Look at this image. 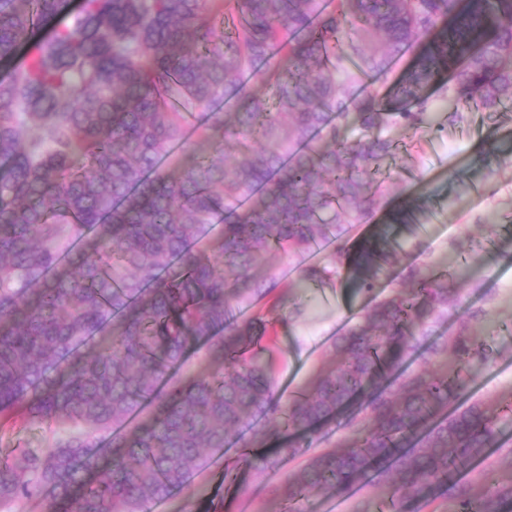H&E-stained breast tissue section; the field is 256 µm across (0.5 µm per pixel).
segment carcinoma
<instances>
[{
    "label": "carcinoma",
    "mask_w": 512,
    "mask_h": 512,
    "mask_svg": "<svg viewBox=\"0 0 512 512\" xmlns=\"http://www.w3.org/2000/svg\"><path fill=\"white\" fill-rule=\"evenodd\" d=\"M69 0H0V428L44 425L48 442L0 462V512L47 498L48 512H145L184 490L205 450L258 418L264 472L306 457L275 488L297 506L376 479L387 512L438 496L458 512H505L508 483L461 476L486 458L509 404L448 411L484 367L481 315L422 347L461 299L475 254L449 274L412 266L331 345V363L297 395L275 390V323L243 308L277 277L266 254L333 244L304 263L312 286L373 292L397 260L388 228L414 226L406 197L363 239L385 193L371 177L395 120L433 126L424 89L448 75L464 119L512 103V0H82L69 23L41 29ZM395 107L337 72L387 76ZM274 70L272 98L244 80ZM235 98V112L214 110ZM413 102L417 109L402 107ZM206 112L205 120L197 111ZM357 114L364 134L347 140ZM488 174L509 162L482 153ZM214 224L220 232L207 237ZM432 368L409 372L418 351ZM200 371H184L190 354ZM340 421L344 439L311 451ZM421 47H416L409 53L394 60L391 64V74L388 79L378 81L377 86L381 88L382 92L387 91L388 87L397 79H399L406 71H408L414 64L415 57L419 53Z\"/></svg>",
    "instance_id": "cac0c4a2"
}]
</instances>
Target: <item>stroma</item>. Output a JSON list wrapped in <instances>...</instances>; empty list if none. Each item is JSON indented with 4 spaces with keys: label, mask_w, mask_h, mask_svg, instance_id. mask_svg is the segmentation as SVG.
Segmentation results:
<instances>
[{
    "label": "stroma",
    "mask_w": 512,
    "mask_h": 512,
    "mask_svg": "<svg viewBox=\"0 0 512 512\" xmlns=\"http://www.w3.org/2000/svg\"><path fill=\"white\" fill-rule=\"evenodd\" d=\"M426 95L434 113L433 127L388 128L396 148L375 167L388 204H396L404 192L425 195L420 232L415 237L399 234L402 248L398 261L381 278L377 293L386 295L391 286L400 285L406 266L440 261L448 254L469 250L473 239H482L480 270L464 288L457 312L435 325L433 334L449 335L459 314L483 310L487 365L457 405L505 402L512 400V168L503 169L489 181L471 161L479 147L488 145L512 156V104L496 112L476 109L466 113L463 121L452 123L448 114L453 103L445 96L442 84L427 88ZM287 284V303L279 307V314L287 315L292 302L298 303L303 313L280 329L276 379L300 388L326 365L337 330L359 321L371 300L344 284L306 287L297 285L292 277ZM252 435V429H245L231 436L223 450L206 452L203 469L191 477L189 489L161 502L158 512H205L213 504L223 512H284L268 488L297 470L301 459H284L273 475L243 468L231 486L220 483L225 460L240 457L244 439ZM511 458L512 424H507L488 458L478 462L469 477L487 483L511 477L512 469L507 466ZM361 499L370 502V512H381L382 496L369 485L356 486L344 497L332 492L312 493L301 504L300 512H353L354 503Z\"/></svg>",
    "instance_id": "stroma-1"
}]
</instances>
